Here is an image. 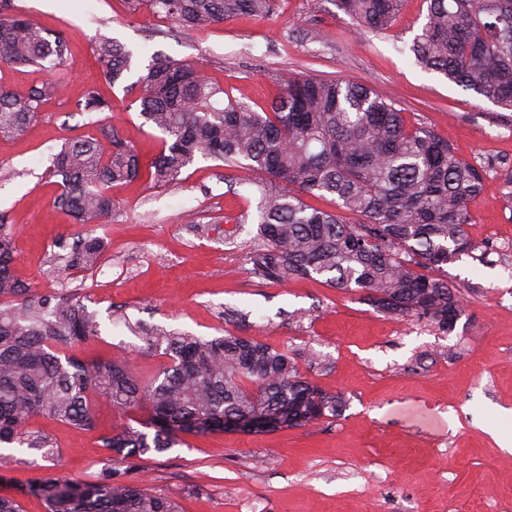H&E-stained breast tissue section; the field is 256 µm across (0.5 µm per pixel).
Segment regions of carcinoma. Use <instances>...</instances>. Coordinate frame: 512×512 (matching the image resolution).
Returning a JSON list of instances; mask_svg holds the SVG:
<instances>
[{
	"mask_svg": "<svg viewBox=\"0 0 512 512\" xmlns=\"http://www.w3.org/2000/svg\"><path fill=\"white\" fill-rule=\"evenodd\" d=\"M183 31L230 17L270 15L272 0H128ZM359 28L384 31L404 0H337ZM415 63L465 91L512 110V0H427ZM67 46L27 18L0 11V66L55 73ZM95 59L112 80L131 55L108 38ZM284 92L261 112L211 84L201 67L153 57L133 86L140 116L161 133L149 163L118 130L70 139L53 155L61 179L54 206L80 224L112 217L108 188L148 170L157 186L179 181L198 157L254 175L260 243L247 256L252 277L281 283L324 276L358 288L380 311L427 319L450 330L461 311L443 266L476 250L466 227L482 174L427 127L409 129L395 103L364 84L308 76L283 78ZM58 86L27 94L0 86V134L19 135ZM330 195L337 210L305 203ZM107 249L84 238L64 258L91 269ZM14 236L0 217V444L54 454L52 439L28 429L37 417L88 429L105 398L122 411L144 412L137 426L105 437L107 467L91 481L33 477L28 492L44 512H182L179 501L131 478L136 461L179 444L178 434L262 431L304 426L341 414V396L315 385L292 353L242 336L204 338L156 326L141 331L147 348L168 363L142 378L115 359L79 360L67 353L100 334L86 295L40 294L13 274Z\"/></svg>",
	"mask_w": 512,
	"mask_h": 512,
	"instance_id": "carcinoma-1",
	"label": "carcinoma"
}]
</instances>
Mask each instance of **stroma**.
<instances>
[{"label": "stroma", "instance_id": "1", "mask_svg": "<svg viewBox=\"0 0 512 512\" xmlns=\"http://www.w3.org/2000/svg\"><path fill=\"white\" fill-rule=\"evenodd\" d=\"M4 8L68 46L59 93L22 136H0V216L14 234L16 277L43 294L88 295L100 334L75 354L129 359L149 377L166 359L143 351L129 323L233 334L292 351L307 377L345 401L341 416L302 427L183 436L139 460L134 479L178 498L183 512H512V451L487 427L494 416L512 431V210L503 204L512 110L415 63L409 47L425 0H405L389 30L360 34L335 0H276L269 18L241 15L189 35L130 11L126 0H6ZM102 35L132 54L130 72L115 83L93 55ZM156 54L199 65L257 111L290 74L368 85L395 102L408 126L432 129L480 169L467 230L484 258L462 255L446 267L463 298L453 329L381 313L364 292L320 276L252 278L246 254L258 196L217 160L197 159L174 186L144 177L113 186L104 224H77L54 207L60 186L49 157L65 140L98 137L109 122L142 162L160 151L130 89ZM92 88L109 109L84 111ZM87 236L106 241L102 264L65 268V255ZM139 416L101 400L90 430L33 418L31 429L49 434L57 453L45 458L16 443L1 450L0 495L43 512L25 492L28 479H93L107 457L102 437Z\"/></svg>", "mask_w": 512, "mask_h": 512}]
</instances>
